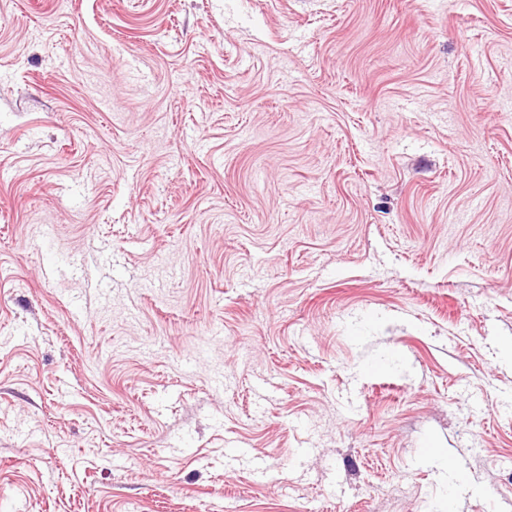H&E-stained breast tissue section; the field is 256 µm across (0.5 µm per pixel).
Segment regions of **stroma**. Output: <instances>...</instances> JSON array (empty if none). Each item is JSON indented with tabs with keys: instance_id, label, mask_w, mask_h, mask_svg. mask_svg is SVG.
I'll list each match as a JSON object with an SVG mask.
<instances>
[{
	"instance_id": "obj_1",
	"label": "stroma",
	"mask_w": 512,
	"mask_h": 512,
	"mask_svg": "<svg viewBox=\"0 0 512 512\" xmlns=\"http://www.w3.org/2000/svg\"><path fill=\"white\" fill-rule=\"evenodd\" d=\"M451 497L512 512V0H0V512Z\"/></svg>"
}]
</instances>
